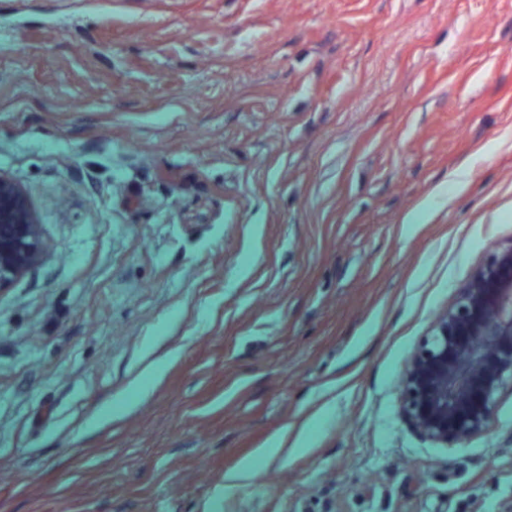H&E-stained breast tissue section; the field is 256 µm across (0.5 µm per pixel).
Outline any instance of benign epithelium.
Returning a JSON list of instances; mask_svg holds the SVG:
<instances>
[{
  "mask_svg": "<svg viewBox=\"0 0 512 512\" xmlns=\"http://www.w3.org/2000/svg\"><path fill=\"white\" fill-rule=\"evenodd\" d=\"M40 224L23 191L0 173V289L42 259ZM512 386V241L495 247L422 338L404 374L402 409L435 441L465 440L494 418Z\"/></svg>",
  "mask_w": 512,
  "mask_h": 512,
  "instance_id": "benign-epithelium-1",
  "label": "benign epithelium"
}]
</instances>
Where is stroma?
<instances>
[{"instance_id": "stroma-1", "label": "stroma", "mask_w": 512, "mask_h": 512, "mask_svg": "<svg viewBox=\"0 0 512 512\" xmlns=\"http://www.w3.org/2000/svg\"><path fill=\"white\" fill-rule=\"evenodd\" d=\"M0 512H512L400 402L512 240V0H0ZM40 224L23 191L0 173V290L22 279L42 259Z\"/></svg>"}]
</instances>
